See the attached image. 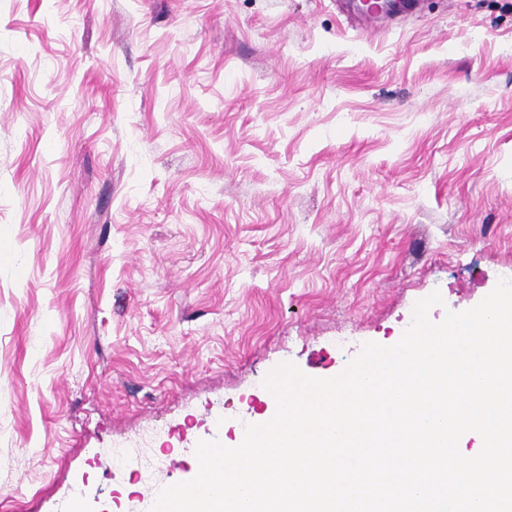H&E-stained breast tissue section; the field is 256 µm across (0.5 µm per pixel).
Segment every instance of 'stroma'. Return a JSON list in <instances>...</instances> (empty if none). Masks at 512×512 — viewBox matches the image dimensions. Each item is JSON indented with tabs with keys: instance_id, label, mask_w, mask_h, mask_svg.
Returning <instances> with one entry per match:
<instances>
[{
	"instance_id": "35a3bbf8",
	"label": "stroma",
	"mask_w": 512,
	"mask_h": 512,
	"mask_svg": "<svg viewBox=\"0 0 512 512\" xmlns=\"http://www.w3.org/2000/svg\"><path fill=\"white\" fill-rule=\"evenodd\" d=\"M357 11L0 0V501L124 512L512 280V0Z\"/></svg>"
}]
</instances>
